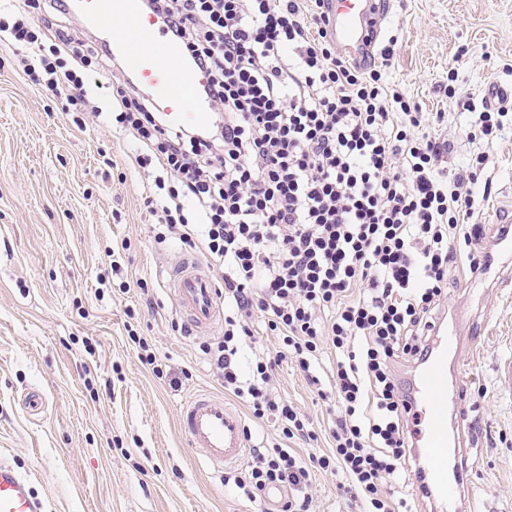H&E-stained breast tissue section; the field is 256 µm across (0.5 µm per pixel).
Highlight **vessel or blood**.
I'll return each mask as SVG.
<instances>
[{"mask_svg": "<svg viewBox=\"0 0 512 512\" xmlns=\"http://www.w3.org/2000/svg\"><path fill=\"white\" fill-rule=\"evenodd\" d=\"M393 0H327V30L337 50L356 63L373 62L381 24ZM73 11L85 25L105 31L127 71L155 100L162 120L172 127H205L213 106L198 92L203 72L185 62L183 47L174 42L156 17L143 13L140 0H73ZM487 269L512 256V230L498 232L486 249ZM179 311L189 328L209 331L224 317L222 292L196 259L184 260L172 275ZM435 341L417 376L420 401L414 404L412 431L417 455L431 477L435 501L443 512H467L462 484L448 479V354L458 342L456 330L437 322ZM179 426L188 448L201 451L217 474L240 463L247 448L242 415L223 396L196 391L182 405ZM0 512H46L30 477L0 458Z\"/></svg>", "mask_w": 512, "mask_h": 512, "instance_id": "b4317fda", "label": "vessel or blood"}]
</instances>
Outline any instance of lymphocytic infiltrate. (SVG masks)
<instances>
[{
    "instance_id": "lymphocytic-infiltrate-1",
    "label": "lymphocytic infiltrate",
    "mask_w": 512,
    "mask_h": 512,
    "mask_svg": "<svg viewBox=\"0 0 512 512\" xmlns=\"http://www.w3.org/2000/svg\"><path fill=\"white\" fill-rule=\"evenodd\" d=\"M39 7H0V42L17 72L65 97L69 111H86L103 87L99 57L76 49L74 29L34 17ZM147 11L204 72L202 92L224 120L170 129L149 93L119 86L112 119L143 146L137 165L159 170L143 197L156 241L198 249L224 282V334L200 351L225 393L281 432L224 479L252 502L281 487L278 512H311L318 469L343 475L342 491L362 512H395L388 480L423 473L410 390L393 365L426 358L458 258L481 267L482 227L471 218L492 194L487 155L447 172V140L425 131L423 113L388 92L380 70L337 54L321 14L297 0H151ZM258 320L280 346L256 350L245 372L239 356ZM329 349L336 363L324 378L317 365ZM285 360L336 402L329 452L303 459L288 447L315 433L273 390Z\"/></svg>"
}]
</instances>
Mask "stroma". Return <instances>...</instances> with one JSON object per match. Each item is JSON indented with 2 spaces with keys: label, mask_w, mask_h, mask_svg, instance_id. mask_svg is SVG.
Listing matches in <instances>:
<instances>
[{
  "label": "stroma",
  "mask_w": 512,
  "mask_h": 512,
  "mask_svg": "<svg viewBox=\"0 0 512 512\" xmlns=\"http://www.w3.org/2000/svg\"><path fill=\"white\" fill-rule=\"evenodd\" d=\"M378 44L392 50L385 85L447 139L450 170L488 150L494 189L473 220L494 237L512 208V137L468 143L466 107L490 86L512 87V0H395ZM12 64L11 50H0V456L30 476L47 512H258L210 474L178 428L190 392L222 391L198 345L224 329L181 331L160 275L190 249L156 243L136 142L105 114L87 112L77 128L65 99L27 84ZM470 276L459 260L440 308L460 329L448 356V444L459 443V413L474 414L465 496L478 512H512V387L497 379L512 356V265L484 290L466 288ZM131 329L166 377L138 359ZM172 375L181 386H170ZM274 386L319 437L296 442L297 453L326 451L333 402L286 362ZM341 481L312 472L314 512H359Z\"/></svg>",
  "instance_id": "1"
}]
</instances>
